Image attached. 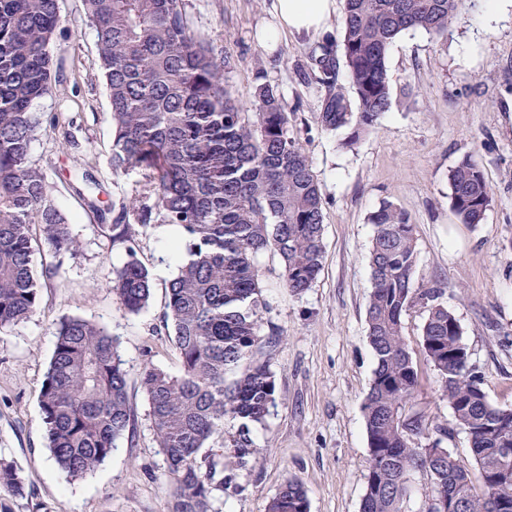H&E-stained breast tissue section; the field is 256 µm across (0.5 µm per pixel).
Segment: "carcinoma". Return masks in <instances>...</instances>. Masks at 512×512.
Listing matches in <instances>:
<instances>
[{
    "label": "carcinoma",
    "instance_id": "obj_1",
    "mask_svg": "<svg viewBox=\"0 0 512 512\" xmlns=\"http://www.w3.org/2000/svg\"><path fill=\"white\" fill-rule=\"evenodd\" d=\"M83 5L110 100L112 168L138 173L154 199L152 206L123 202L112 211V240L126 245L127 255L112 291L125 312H141L153 294L132 225L146 231L170 224L188 238L189 259L169 281L164 313L181 368L174 375L148 365L142 386L173 485L171 512H211L234 461L222 448H202L231 417L241 421L232 447L245 456L249 425L264 422L277 399L270 365L253 357L261 304L255 260L271 251L287 288L302 294L312 287L325 253L321 187L288 133L280 92L258 70L255 99L242 105L225 77L228 57L192 29L184 0ZM463 7L464 0H343L336 37H326L312 58L325 88L321 126L348 130L345 145H354L391 108V44L410 30L444 35ZM60 22L58 0H0V329L40 306L32 225H40L56 255L79 248L45 176L28 161L40 126L34 104L55 88L52 45ZM342 66L352 100L339 83ZM448 184L458 221L481 223L492 197L478 161L461 159ZM370 223L366 323L375 369L362 407L368 458L361 512H405L416 471L430 476L425 512H448L450 498L459 512H512L498 508L500 499L512 503V468L502 477L504 460H512V408L488 401L459 320L437 302L440 290L414 287L415 226L406 213L385 201ZM417 300L426 305L422 353L468 437L470 464L440 447L445 429H436L432 446L418 444L430 431L409 410L419 377L402 333V317ZM39 406L57 468L75 479L94 472L132 426L118 339L92 320H61ZM0 485L24 491L13 463L0 460ZM266 512H309L302 484L286 480Z\"/></svg>",
    "mask_w": 512,
    "mask_h": 512
}]
</instances>
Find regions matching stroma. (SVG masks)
I'll use <instances>...</instances> for the list:
<instances>
[{
    "label": "stroma",
    "mask_w": 512,
    "mask_h": 512,
    "mask_svg": "<svg viewBox=\"0 0 512 512\" xmlns=\"http://www.w3.org/2000/svg\"><path fill=\"white\" fill-rule=\"evenodd\" d=\"M185 8L194 31L230 58L228 79L239 101H252L260 69L279 89L289 132L307 153L324 197L325 254L312 288L300 295L286 288L273 253L257 260V356L270 363L277 404L264 423L251 425L252 446L212 508L265 512L291 477L306 490L309 512H360L368 455L362 405L375 367L366 325L370 216L382 202L394 203L415 226V287H442L440 302L462 326L489 402L512 406V6L492 20L472 0L445 36L422 30L399 36L387 57L392 106L349 148L345 131L321 127L324 90L309 74L310 54L335 35L340 13L325 33L285 31L270 49L256 33L275 25L273 0H185ZM59 10L63 23L52 55L63 83L34 106L41 127L29 161L44 174L80 248L53 254L33 227V265L55 272L42 280L38 311L0 330V458L13 462L25 482L20 495L0 485V512H170L172 482L141 384L146 365L180 370L163 319L165 287L177 271L167 260L169 227L136 233V254L154 290L147 309L126 313L109 288L126 254L93 209L149 199L137 173L112 168L110 100L82 0H59ZM468 155L493 197L475 226L457 221L448 198L449 171ZM87 172L93 183H83ZM424 315L417 305L403 317L420 376L411 407L447 428L443 447L464 458L467 435L421 353ZM65 317L95 320L119 337L134 419L133 434L118 439L99 468L79 480L51 461L39 407L55 325Z\"/></svg>",
    "instance_id": "obj_1"
}]
</instances>
